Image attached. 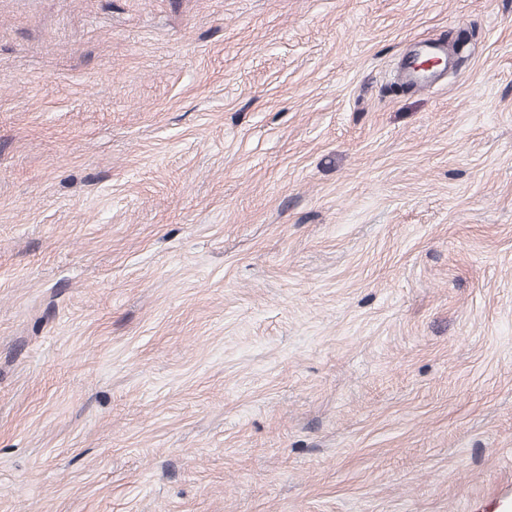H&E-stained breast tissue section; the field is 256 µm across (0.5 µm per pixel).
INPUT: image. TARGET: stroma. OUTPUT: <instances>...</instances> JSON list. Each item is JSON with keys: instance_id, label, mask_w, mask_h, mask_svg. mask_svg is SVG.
Masks as SVG:
<instances>
[{"instance_id": "stroma-1", "label": "stroma", "mask_w": 512, "mask_h": 512, "mask_svg": "<svg viewBox=\"0 0 512 512\" xmlns=\"http://www.w3.org/2000/svg\"><path fill=\"white\" fill-rule=\"evenodd\" d=\"M0 512H512V0H0Z\"/></svg>"}]
</instances>
